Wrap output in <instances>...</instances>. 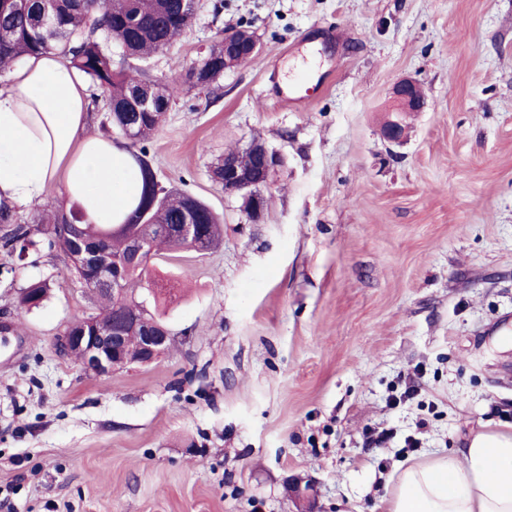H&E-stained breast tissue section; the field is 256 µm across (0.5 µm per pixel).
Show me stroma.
Listing matches in <instances>:
<instances>
[{"label": "stroma", "instance_id": "1", "mask_svg": "<svg viewBox=\"0 0 512 512\" xmlns=\"http://www.w3.org/2000/svg\"><path fill=\"white\" fill-rule=\"evenodd\" d=\"M237 27L261 54L191 86ZM142 67L179 86L145 143L156 176L209 204L224 240L150 259L166 290L146 307L174 341L101 375L54 350L95 311L67 257L0 250L11 512H381L404 465L512 429V0H199ZM402 78L427 105L393 146ZM290 82L302 102L282 100ZM254 139L284 160L257 224L212 174ZM54 283L51 279L45 278L37 281L30 282L26 286L22 287L20 289V295H19V306L22 309L26 310H32L33 308L39 307L43 301L46 300L51 288H53ZM26 288H36V290H39L43 296V301L41 302V298L38 296H34L31 300L30 304H33L34 306L29 305V294L26 291ZM41 303V304H40ZM40 304V305H38Z\"/></svg>", "mask_w": 512, "mask_h": 512}]
</instances>
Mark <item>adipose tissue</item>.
Masks as SVG:
<instances>
[{
    "label": "adipose tissue",
    "mask_w": 512,
    "mask_h": 512,
    "mask_svg": "<svg viewBox=\"0 0 512 512\" xmlns=\"http://www.w3.org/2000/svg\"><path fill=\"white\" fill-rule=\"evenodd\" d=\"M90 93L55 51L0 73V202L47 197L77 204L84 220L122 223L143 178L133 149L88 129ZM384 512H512V430L470 432L459 456L408 465L382 500Z\"/></svg>",
    "instance_id": "adipose-tissue-1"
}]
</instances>
